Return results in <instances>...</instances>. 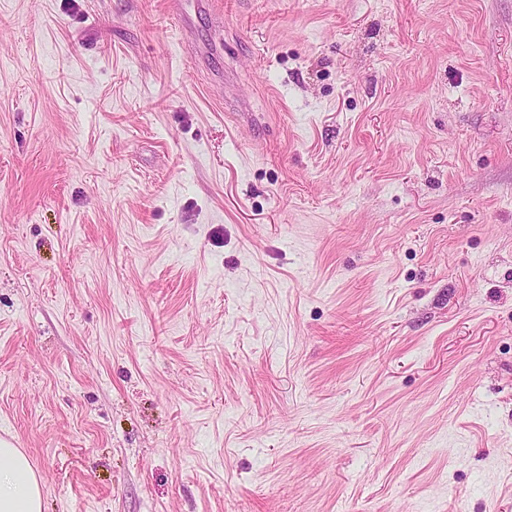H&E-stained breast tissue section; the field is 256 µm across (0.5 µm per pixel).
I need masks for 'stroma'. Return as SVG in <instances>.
I'll return each mask as SVG.
<instances>
[{
    "instance_id": "1",
    "label": "stroma",
    "mask_w": 512,
    "mask_h": 512,
    "mask_svg": "<svg viewBox=\"0 0 512 512\" xmlns=\"http://www.w3.org/2000/svg\"><path fill=\"white\" fill-rule=\"evenodd\" d=\"M219 2L0 0L43 512H512V0Z\"/></svg>"
}]
</instances>
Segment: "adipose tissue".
Instances as JSON below:
<instances>
[{
	"label": "adipose tissue",
	"instance_id": "1",
	"mask_svg": "<svg viewBox=\"0 0 512 512\" xmlns=\"http://www.w3.org/2000/svg\"><path fill=\"white\" fill-rule=\"evenodd\" d=\"M0 512H42V482L27 455L0 438Z\"/></svg>",
	"mask_w": 512,
	"mask_h": 512
}]
</instances>
